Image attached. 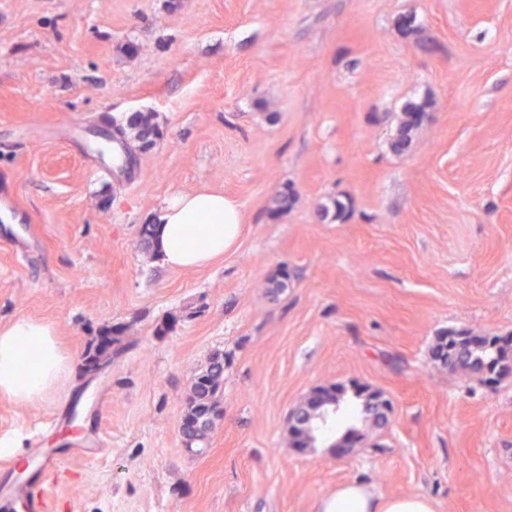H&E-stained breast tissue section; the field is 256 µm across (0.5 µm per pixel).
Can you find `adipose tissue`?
<instances>
[{"label": "adipose tissue", "instance_id": "adipose-tissue-1", "mask_svg": "<svg viewBox=\"0 0 512 512\" xmlns=\"http://www.w3.org/2000/svg\"><path fill=\"white\" fill-rule=\"evenodd\" d=\"M155 243L164 265L200 269L231 250L240 235L239 206L216 191L179 192L166 199L153 218ZM69 357L54 328L18 317L0 327V396L29 403L49 395L68 370ZM316 512H435L421 495H383L354 480L321 499Z\"/></svg>", "mask_w": 512, "mask_h": 512}]
</instances>
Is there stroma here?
Segmentation results:
<instances>
[{
    "instance_id": "1",
    "label": "stroma",
    "mask_w": 512,
    "mask_h": 512,
    "mask_svg": "<svg viewBox=\"0 0 512 512\" xmlns=\"http://www.w3.org/2000/svg\"><path fill=\"white\" fill-rule=\"evenodd\" d=\"M414 102L429 119L395 152ZM135 112L153 146L102 142ZM203 188L240 207L233 251L173 270L138 249ZM22 316L74 360L45 400L0 397L13 475L70 453L49 512H315L355 479L512 512V375L432 356L451 331L512 338V0H0V326ZM217 353L223 413L190 449ZM332 384V434L361 446L294 447L289 410ZM361 389L392 400L384 429ZM224 382V356L210 359L207 369L192 384L189 407L181 423V433L187 448L203 442L210 429L212 413L217 410V394Z\"/></svg>"
}]
</instances>
